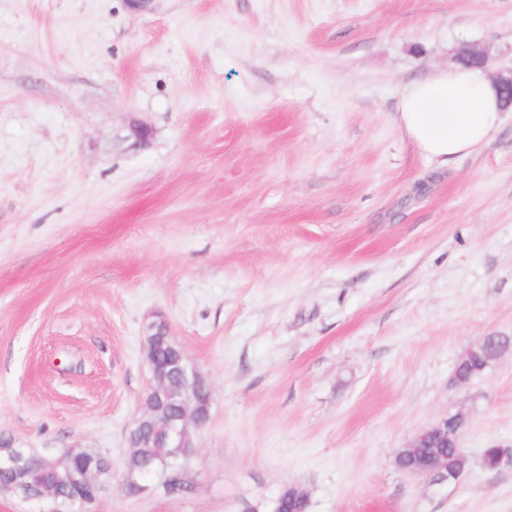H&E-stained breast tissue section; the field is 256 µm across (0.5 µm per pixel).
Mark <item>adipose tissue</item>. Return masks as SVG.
<instances>
[{
  "label": "adipose tissue",
  "instance_id": "ef3b65f1",
  "mask_svg": "<svg viewBox=\"0 0 512 512\" xmlns=\"http://www.w3.org/2000/svg\"><path fill=\"white\" fill-rule=\"evenodd\" d=\"M501 113L492 81L480 69L460 66L409 85L399 118L422 152L445 161L484 143L498 129Z\"/></svg>",
  "mask_w": 512,
  "mask_h": 512
}]
</instances>
